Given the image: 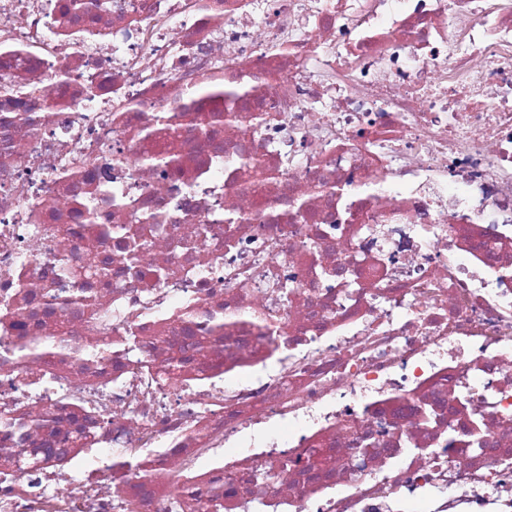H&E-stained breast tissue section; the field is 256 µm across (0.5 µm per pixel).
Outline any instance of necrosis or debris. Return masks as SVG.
Instances as JSON below:
<instances>
[{"label": "necrosis or debris", "mask_w": 512, "mask_h": 512, "mask_svg": "<svg viewBox=\"0 0 512 512\" xmlns=\"http://www.w3.org/2000/svg\"><path fill=\"white\" fill-rule=\"evenodd\" d=\"M71 2L0 0V512H512V0Z\"/></svg>", "instance_id": "necrosis-or-debris-1"}]
</instances>
